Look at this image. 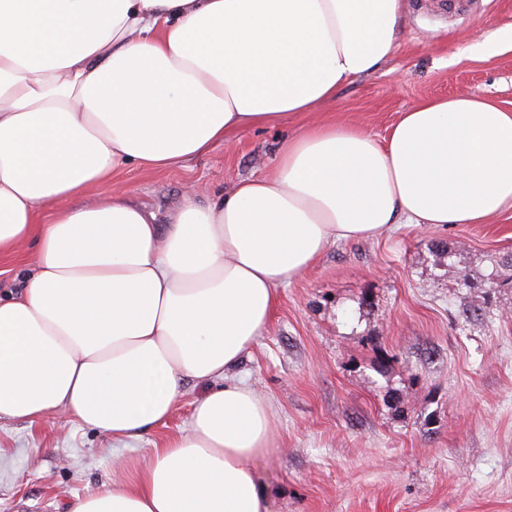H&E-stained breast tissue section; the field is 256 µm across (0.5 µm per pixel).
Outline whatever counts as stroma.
Here are the masks:
<instances>
[{"instance_id": "1", "label": "stroma", "mask_w": 512, "mask_h": 512, "mask_svg": "<svg viewBox=\"0 0 512 512\" xmlns=\"http://www.w3.org/2000/svg\"><path fill=\"white\" fill-rule=\"evenodd\" d=\"M456 95L512 108V0H402L388 59L315 111L117 181L161 213L190 183L205 204L264 176L308 126L382 137L420 99ZM238 374L273 407V448L256 465L269 512H512V208L331 243L281 288ZM210 389L185 382L165 425L123 442L62 414L1 421L0 512H69L135 478Z\"/></svg>"}]
</instances>
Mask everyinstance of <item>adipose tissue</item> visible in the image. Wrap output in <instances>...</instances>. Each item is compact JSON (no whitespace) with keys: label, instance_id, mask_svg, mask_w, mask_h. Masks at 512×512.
<instances>
[{"label":"adipose tissue","instance_id":"adipose-tissue-1","mask_svg":"<svg viewBox=\"0 0 512 512\" xmlns=\"http://www.w3.org/2000/svg\"><path fill=\"white\" fill-rule=\"evenodd\" d=\"M400 0H0V257L34 243L0 295V421L133 439L185 381L213 389L187 434L72 512H268L255 463L270 403L229 381L282 286L336 240L397 224H484L512 207V109L428 98L385 137L305 128L271 171L165 216L114 187L314 111L375 71Z\"/></svg>","mask_w":512,"mask_h":512}]
</instances>
